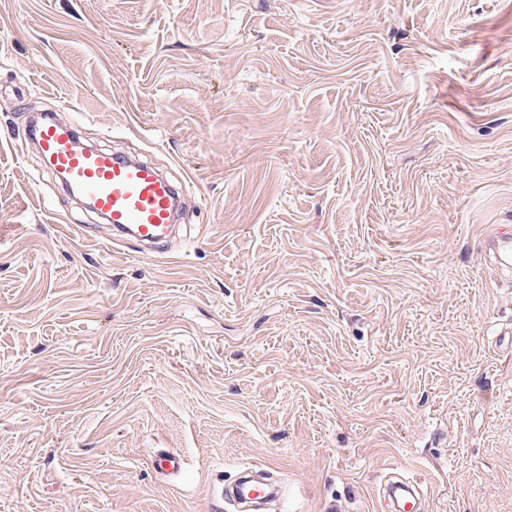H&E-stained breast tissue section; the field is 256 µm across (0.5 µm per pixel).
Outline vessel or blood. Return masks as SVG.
Segmentation results:
<instances>
[{
    "label": "vessel or blood",
    "mask_w": 512,
    "mask_h": 512,
    "mask_svg": "<svg viewBox=\"0 0 512 512\" xmlns=\"http://www.w3.org/2000/svg\"><path fill=\"white\" fill-rule=\"evenodd\" d=\"M29 135L48 168L65 179L69 190L82 197L112 227L111 242L125 245L134 239L151 247L163 246L175 224L180 207L176 186L151 163L133 160L104 148L78 145L76 123L41 114ZM485 250L500 264H512V225H498L484 239ZM152 469L160 476L176 479L187 468L183 456L155 451Z\"/></svg>",
    "instance_id": "1"
}]
</instances>
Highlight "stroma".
<instances>
[{"mask_svg":"<svg viewBox=\"0 0 512 512\" xmlns=\"http://www.w3.org/2000/svg\"><path fill=\"white\" fill-rule=\"evenodd\" d=\"M46 110L185 182L170 254L19 148ZM497 224L512 0H0V512H235L252 466L270 512H512ZM152 469L160 476L178 479L187 469L184 457L167 450L155 451L150 458Z\"/></svg>","mask_w":512,"mask_h":512,"instance_id":"35a3bbf8","label":"stroma"}]
</instances>
